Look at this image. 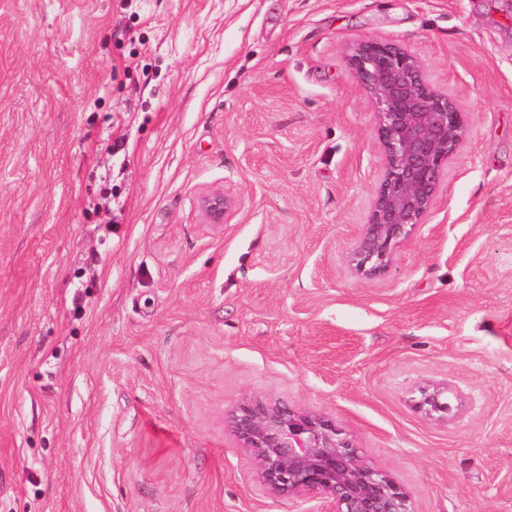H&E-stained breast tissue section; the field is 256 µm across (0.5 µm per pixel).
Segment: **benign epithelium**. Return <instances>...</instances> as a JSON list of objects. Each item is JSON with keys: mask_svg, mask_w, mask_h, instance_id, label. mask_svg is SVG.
<instances>
[{"mask_svg": "<svg viewBox=\"0 0 512 512\" xmlns=\"http://www.w3.org/2000/svg\"><path fill=\"white\" fill-rule=\"evenodd\" d=\"M351 75L375 107L384 172L346 262L364 279L386 275L397 248L431 212L448 165L468 135L465 113L437 88L424 65L392 40L368 38L346 50ZM207 224H226L238 201L228 191L200 197ZM417 408L444 417L448 388L420 390ZM233 434L256 460L268 494L300 499L306 512H414L406 490L368 463L335 419L252 398L227 416Z\"/></svg>", "mask_w": 512, "mask_h": 512, "instance_id": "benign-epithelium-1", "label": "benign epithelium"}]
</instances>
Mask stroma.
<instances>
[{
	"instance_id": "35a3bbf8",
	"label": "stroma",
	"mask_w": 512,
	"mask_h": 512,
	"mask_svg": "<svg viewBox=\"0 0 512 512\" xmlns=\"http://www.w3.org/2000/svg\"><path fill=\"white\" fill-rule=\"evenodd\" d=\"M367 37L470 126L372 281ZM253 397L334 418L415 512H512V0H0V512H302L227 425ZM198 205L206 224H226L235 213L238 201L232 193L224 190L202 195ZM416 406L428 415L448 416V412L451 410L448 388L439 386L422 388Z\"/></svg>"
}]
</instances>
